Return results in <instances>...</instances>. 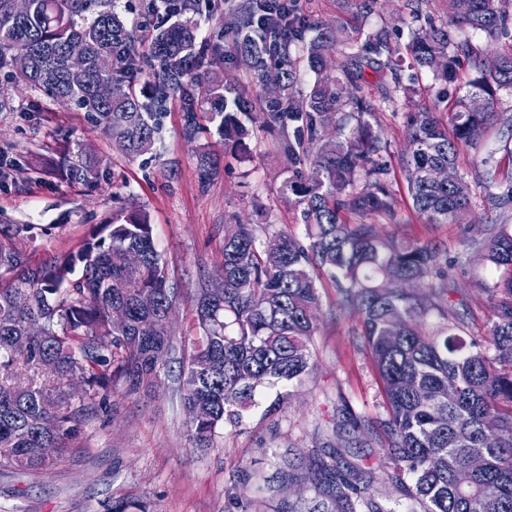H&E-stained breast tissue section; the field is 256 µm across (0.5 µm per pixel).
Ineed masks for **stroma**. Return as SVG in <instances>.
Segmentation results:
<instances>
[{
    "instance_id": "stroma-1",
    "label": "stroma",
    "mask_w": 512,
    "mask_h": 512,
    "mask_svg": "<svg viewBox=\"0 0 512 512\" xmlns=\"http://www.w3.org/2000/svg\"><path fill=\"white\" fill-rule=\"evenodd\" d=\"M300 8L332 26L370 32L383 27L394 44L409 42L415 25L408 0H379L361 18L340 0H301ZM12 109L0 112V152L18 167L0 181V225L30 224L32 234L16 243L33 262L75 248L124 206L145 208L168 278L183 294L172 312L176 344L193 316L190 291L200 271L220 266L225 225L272 223L296 237L305 228L282 193L288 177L275 133L253 130L244 159L225 155L216 129L187 142L183 113L168 104L151 153L131 158L112 146L86 113L12 84L0 86ZM83 144L100 162V182H64L58 165L68 149ZM208 146L221 155V168L202 180L196 151ZM471 148H461L457 167L474 195L461 222L423 224L413 214L406 189L394 183L397 221L380 225L386 236L431 244L448 273L445 288L428 295L427 328L446 319L468 336L485 335L494 314L484 290L500 279L465 239L483 238L493 224H512V210L488 209L485 190L472 169ZM321 306L310 345V371L290 385L260 389L256 404L239 423L219 429L213 447L193 448L176 378L178 359L162 372L166 390L156 400H109L108 416H94L42 476L0 472V512H106L112 499L130 496L149 512H313L320 499L312 459L336 452L373 481L376 499L394 506L400 489L388 478L390 462L380 423V380L363 339L359 314L348 309L328 278L317 283Z\"/></svg>"
}]
</instances>
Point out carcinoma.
<instances>
[{
  "instance_id": "1",
  "label": "carcinoma",
  "mask_w": 512,
  "mask_h": 512,
  "mask_svg": "<svg viewBox=\"0 0 512 512\" xmlns=\"http://www.w3.org/2000/svg\"><path fill=\"white\" fill-rule=\"evenodd\" d=\"M0 0V75L87 113L129 157L149 153L156 115L170 100L184 112V134L202 130L197 113L219 122L224 147L248 153L245 116L278 134L291 172L282 188L305 225L299 240L286 230L236 223L224 239L220 269L200 274L193 289L190 346L177 377L189 440L209 448L218 430L255 405L257 390L299 381L309 372L320 307L316 281L327 276L345 305L359 312L363 335L382 383L392 478L422 512H512V225L494 224L479 242L485 263L509 276L487 287L494 320L486 337L465 338L447 321L429 333L426 294L444 286L435 249L384 237L376 223L396 220V197L385 160L389 145L368 116L396 107L394 93H418L429 71L447 87L461 61L475 72L456 97L451 127L439 118L444 95L414 102L403 113L406 149L399 172L414 215L446 224L473 206L468 184L442 185L432 170L457 168L458 144L478 145L469 130H487L499 117L497 92L512 91V51L473 45L466 30L488 41L507 38L512 0H470L463 12L448 0L451 24L425 18L406 46L409 84L388 30L328 26L286 8L283 0H225L227 49L198 43L199 0H151L161 18L145 40L106 0H30L26 15ZM346 51L337 56L338 47ZM26 53L30 66L19 69ZM228 54L266 100L256 115L213 61ZM211 59H206V55ZM112 58V72L97 68ZM388 70L393 87L375 102L361 82L363 68ZM314 74L304 91L301 68ZM112 83V97L97 94ZM496 149H478L472 167L491 209L512 208V175L499 171ZM220 157L198 152L201 175L216 173ZM68 180L99 178V161L78 149L62 164ZM28 224L0 226V468L40 472L67 447L87 417L107 407L112 393L138 398L164 388L161 371L176 346L168 319L180 295L156 249L149 213L112 212L75 251L34 264L14 239ZM136 251L141 265L127 269L121 254ZM126 320L112 322V310ZM481 456V470L470 459ZM318 492L332 512H384L359 487L361 473L336 454L318 459ZM410 476L406 482L404 476ZM109 512H148L138 500L112 502Z\"/></svg>"
}]
</instances>
